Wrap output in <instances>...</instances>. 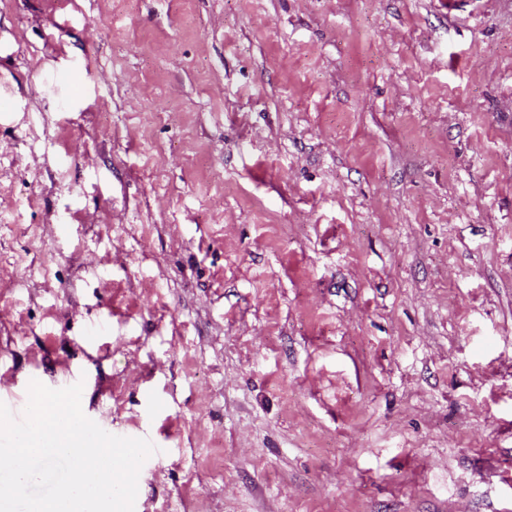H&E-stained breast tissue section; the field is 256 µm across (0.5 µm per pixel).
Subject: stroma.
<instances>
[{
    "label": "stroma",
    "instance_id": "1",
    "mask_svg": "<svg viewBox=\"0 0 512 512\" xmlns=\"http://www.w3.org/2000/svg\"><path fill=\"white\" fill-rule=\"evenodd\" d=\"M65 368L134 512H512V0H0V391Z\"/></svg>",
    "mask_w": 512,
    "mask_h": 512
}]
</instances>
